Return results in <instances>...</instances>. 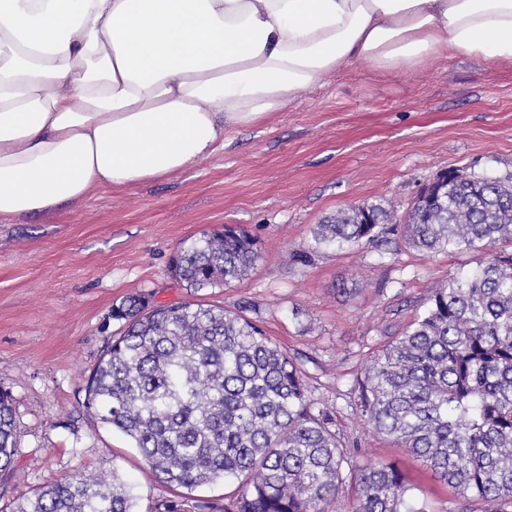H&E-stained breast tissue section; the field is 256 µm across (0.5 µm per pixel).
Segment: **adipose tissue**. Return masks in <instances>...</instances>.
Returning a JSON list of instances; mask_svg holds the SVG:
<instances>
[{
	"label": "adipose tissue",
	"mask_w": 512,
	"mask_h": 512,
	"mask_svg": "<svg viewBox=\"0 0 512 512\" xmlns=\"http://www.w3.org/2000/svg\"><path fill=\"white\" fill-rule=\"evenodd\" d=\"M512 63V0H0V221L212 156L342 66Z\"/></svg>",
	"instance_id": "1"
}]
</instances>
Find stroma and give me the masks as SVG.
<instances>
[{"label":"stroma","mask_w":512,"mask_h":512,"mask_svg":"<svg viewBox=\"0 0 512 512\" xmlns=\"http://www.w3.org/2000/svg\"><path fill=\"white\" fill-rule=\"evenodd\" d=\"M450 168L512 184L511 65L452 56L406 76L356 62L263 123L226 131L223 150L181 172L1 222L0 388L12 395L18 437L0 510L95 470L132 486L136 512L174 498L128 439L85 411L83 379L121 330L113 305L139 293L190 301L171 256L189 237L238 224L262 257L203 301L260 325L332 417L349 464L329 512H347L356 473L378 464L401 471L417 512H483V501L445 484L356 407L366 365L475 253L417 250L398 225L377 245L313 240L316 224L366 200L402 216Z\"/></svg>","instance_id":"35a3bbf8"}]
</instances>
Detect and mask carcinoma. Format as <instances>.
Segmentation results:
<instances>
[{"mask_svg": "<svg viewBox=\"0 0 512 512\" xmlns=\"http://www.w3.org/2000/svg\"><path fill=\"white\" fill-rule=\"evenodd\" d=\"M366 210L374 224L359 222ZM389 211L364 202L317 225L318 246L378 241ZM405 240L427 252L472 251L476 265L448 276L425 312L359 380L358 407L374 430L421 458L446 483L505 512L512 504V185L459 176L433 202L410 207ZM257 240L226 224L185 240L175 279L197 295L240 280ZM124 329L85 380L84 407L138 448L169 487L226 479L246 488L224 512H329L343 483V446L317 410L304 374L241 313L202 302L158 305L140 293L112 307ZM16 427L0 390V471ZM350 512H415L401 473L370 466L355 477ZM12 512H134L116 473L61 478Z\"/></svg>", "mask_w": 512, "mask_h": 512, "instance_id": "cac0c4a2", "label": "carcinoma"}]
</instances>
